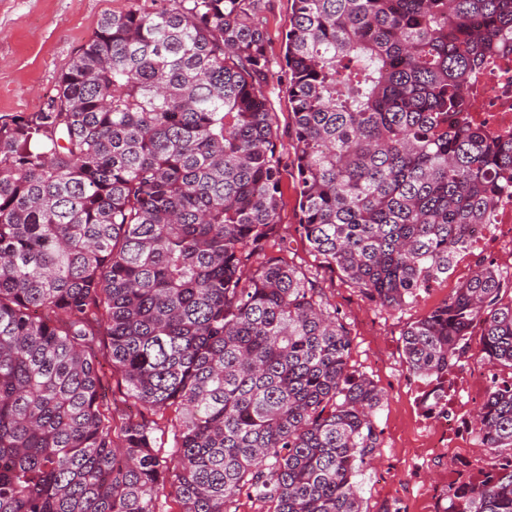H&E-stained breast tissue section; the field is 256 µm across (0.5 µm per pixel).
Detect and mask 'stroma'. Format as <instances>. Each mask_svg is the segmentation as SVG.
<instances>
[{"mask_svg": "<svg viewBox=\"0 0 512 512\" xmlns=\"http://www.w3.org/2000/svg\"><path fill=\"white\" fill-rule=\"evenodd\" d=\"M128 6L129 0H0V115L38 111L90 40L100 18ZM290 13V0L263 2L260 21L278 61L284 55ZM275 110L284 156L280 233L288 257L313 273L325 302L342 318L351 339L350 366L385 393L375 416L379 454L358 477L363 507L365 512H380L396 499L404 512H434L432 488L446 481L445 467L430 463L440 435L424 426L416 404L423 383L406 371L402 333L444 302L478 265L490 262L512 274V244L498 236L473 246L458 257L448 279L432 284L412 305L398 311L377 307L350 281L321 264L301 236L287 99L277 100Z\"/></svg>", "mask_w": 512, "mask_h": 512, "instance_id": "1", "label": "stroma"}]
</instances>
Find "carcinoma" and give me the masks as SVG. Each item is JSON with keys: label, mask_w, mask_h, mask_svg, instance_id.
<instances>
[{"label": "carcinoma", "mask_w": 512, "mask_h": 512, "mask_svg": "<svg viewBox=\"0 0 512 512\" xmlns=\"http://www.w3.org/2000/svg\"><path fill=\"white\" fill-rule=\"evenodd\" d=\"M261 0H133L37 112L0 115V512H365L384 392L313 277L278 251L288 96L299 228L376 305L448 278L512 194V139L471 115L512 53V0H291L273 72ZM485 265L403 332L437 384L480 331L512 371V289ZM125 383L117 412L101 370ZM481 444L512 454V380ZM445 512H512V466Z\"/></svg>", "instance_id": "1"}]
</instances>
